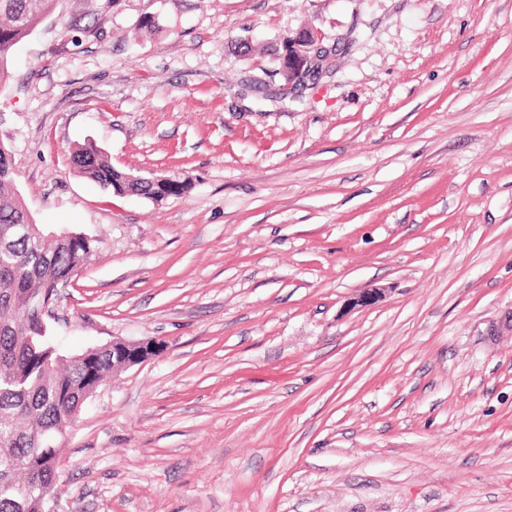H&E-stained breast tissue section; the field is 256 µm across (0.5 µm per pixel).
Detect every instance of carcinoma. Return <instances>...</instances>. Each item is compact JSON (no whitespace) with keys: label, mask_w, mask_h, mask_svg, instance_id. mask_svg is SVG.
I'll use <instances>...</instances> for the list:
<instances>
[{"label":"carcinoma","mask_w":512,"mask_h":512,"mask_svg":"<svg viewBox=\"0 0 512 512\" xmlns=\"http://www.w3.org/2000/svg\"><path fill=\"white\" fill-rule=\"evenodd\" d=\"M60 0H0V87L10 79L14 47L25 39ZM71 167L103 189L120 196L156 199V186L130 179L112 165L93 142L78 145ZM30 218L13 179L10 150L0 147V237L12 224ZM91 240L73 232L49 236L41 226L26 238H8L0 251V451L15 464L0 461V512H48L43 492L59 479L54 449L44 438L69 430L76 411L112 372V350L88 358L60 354L45 322L57 282L73 278L87 262ZM34 487L21 509L4 491V483Z\"/></svg>","instance_id":"carcinoma-1"}]
</instances>
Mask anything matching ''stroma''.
Wrapping results in <instances>:
<instances>
[{"label": "stroma", "instance_id": "stroma-1", "mask_svg": "<svg viewBox=\"0 0 512 512\" xmlns=\"http://www.w3.org/2000/svg\"><path fill=\"white\" fill-rule=\"evenodd\" d=\"M11 72L21 195L93 245L57 347L166 344L83 405L59 512H512V0H60ZM89 139L187 192L103 190ZM288 46V81L286 86H298L310 78L327 53L323 38L312 30H306L295 38L285 39L275 54L276 68H282L281 56Z\"/></svg>", "mask_w": 512, "mask_h": 512}]
</instances>
